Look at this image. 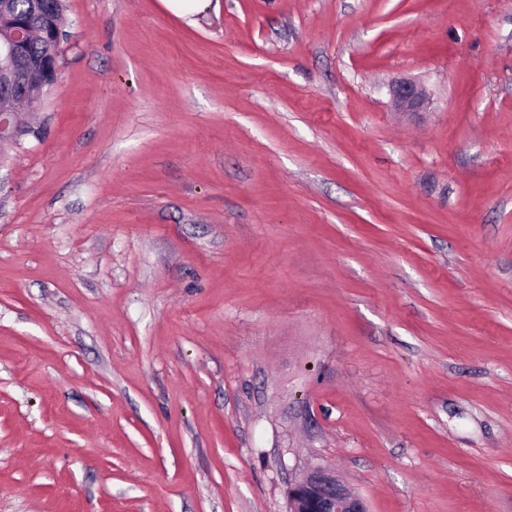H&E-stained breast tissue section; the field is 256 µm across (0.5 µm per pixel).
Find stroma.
I'll return each instance as SVG.
<instances>
[{
    "label": "stroma",
    "mask_w": 512,
    "mask_h": 512,
    "mask_svg": "<svg viewBox=\"0 0 512 512\" xmlns=\"http://www.w3.org/2000/svg\"><path fill=\"white\" fill-rule=\"evenodd\" d=\"M62 30L0 144V512H288L316 462L512 512V0ZM390 95L393 107L397 112H423L428 105L425 92L409 81L393 82Z\"/></svg>",
    "instance_id": "1"
}]
</instances>
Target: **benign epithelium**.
Segmentation results:
<instances>
[{
  "instance_id": "1",
  "label": "benign epithelium",
  "mask_w": 512,
  "mask_h": 512,
  "mask_svg": "<svg viewBox=\"0 0 512 512\" xmlns=\"http://www.w3.org/2000/svg\"><path fill=\"white\" fill-rule=\"evenodd\" d=\"M39 24L31 19L0 15V73L4 74V94L10 100L13 87L28 91L46 85L56 74V58L31 57L27 54L29 32ZM390 95L398 112H422L428 102L425 92L416 84L398 80L392 83ZM23 136L18 115L0 111V142L15 141ZM288 512H367L364 498L344 485L325 466L308 467L290 483L287 492Z\"/></svg>"
}]
</instances>
